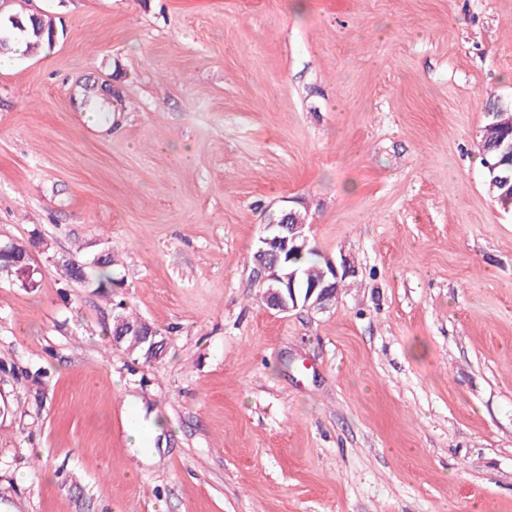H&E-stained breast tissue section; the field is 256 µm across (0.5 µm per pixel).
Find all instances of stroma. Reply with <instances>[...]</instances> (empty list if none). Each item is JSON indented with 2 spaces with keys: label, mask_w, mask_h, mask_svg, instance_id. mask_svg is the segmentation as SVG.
Returning a JSON list of instances; mask_svg holds the SVG:
<instances>
[{
  "label": "stroma",
  "mask_w": 512,
  "mask_h": 512,
  "mask_svg": "<svg viewBox=\"0 0 512 512\" xmlns=\"http://www.w3.org/2000/svg\"><path fill=\"white\" fill-rule=\"evenodd\" d=\"M33 7L55 44L0 70V241L40 242L39 288L0 278V512H512V211L478 146L512 0ZM288 207L346 266L326 311L257 286ZM109 248L152 361L59 284ZM116 307V316L119 317L123 322V327L130 326L127 328L122 335L115 338L112 336V343L115 345H119V342L122 340L123 336L125 339L122 341L121 345L127 350L129 353L134 355L136 359L143 358L145 360H150L146 357V346L147 344L142 343L139 337L144 336L145 341L149 343L148 354L153 356V359H156L162 351H160L159 346L162 345L160 342L155 341V336L159 335V331L156 327H154L151 323L146 320H141L137 325H134L140 320V317H134L128 314L123 307V304L120 302L115 305ZM132 333L133 336H127ZM158 337H161V333ZM157 337V340H158ZM163 338V336L161 337Z\"/></svg>",
  "instance_id": "35a3bbf8"
}]
</instances>
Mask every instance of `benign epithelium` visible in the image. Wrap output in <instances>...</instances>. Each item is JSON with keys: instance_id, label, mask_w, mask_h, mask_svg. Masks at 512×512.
Masks as SVG:
<instances>
[{"instance_id": "obj_1", "label": "benign epithelium", "mask_w": 512, "mask_h": 512, "mask_svg": "<svg viewBox=\"0 0 512 512\" xmlns=\"http://www.w3.org/2000/svg\"><path fill=\"white\" fill-rule=\"evenodd\" d=\"M267 231L268 234L261 238L265 248L258 255L256 272L259 282L266 285L263 296L269 308L281 313L298 309L324 311L330 308L336 301V281L340 279L335 262L326 260L330 281L308 288L302 299L295 288L298 273L288 267V254L303 249L309 239V225L303 216L292 208L285 210L282 221L267 225ZM129 334L145 338L149 343V355L156 358L161 354V343L155 341L159 331L148 321L142 320L123 332V336Z\"/></svg>"}]
</instances>
